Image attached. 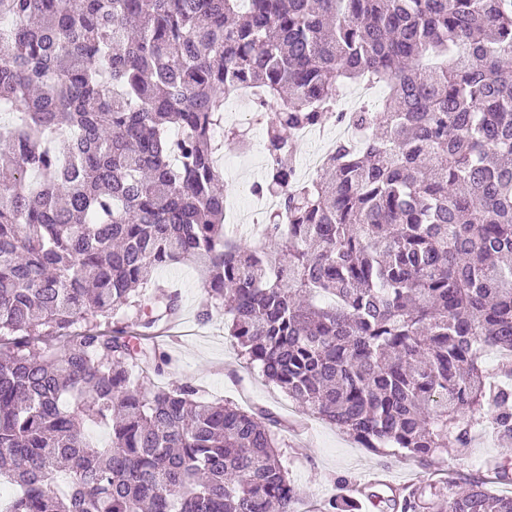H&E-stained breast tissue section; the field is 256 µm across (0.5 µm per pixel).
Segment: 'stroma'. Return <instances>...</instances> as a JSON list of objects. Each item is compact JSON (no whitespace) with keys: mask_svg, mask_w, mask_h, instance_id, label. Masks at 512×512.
<instances>
[{"mask_svg":"<svg viewBox=\"0 0 512 512\" xmlns=\"http://www.w3.org/2000/svg\"><path fill=\"white\" fill-rule=\"evenodd\" d=\"M219 156L240 162L235 172L222 176L226 196L240 197L244 185L263 174V153L241 148L237 142L222 141ZM152 278L174 286L182 300L180 324L161 330L151 340L157 351L171 358L164 374L152 376V383L168 386L189 381L205 399H227L245 409L262 407L281 417L289 426L281 461L301 492L299 512H315L324 500L341 491L351 492L381 470L403 485L427 481L428 471L418 459L405 454L380 455L360 447L334 425L308 415L285 392L268 383L258 368L246 366L224 334L223 309H212L208 320L199 317L207 299L204 275L198 267L190 263L163 266L153 270ZM493 457L512 462V444H501L485 422L476 427L472 448L443 449L435 467L462 489L467 479L483 474L484 461Z\"/></svg>","mask_w":512,"mask_h":512,"instance_id":"1","label":"stroma"}]
</instances>
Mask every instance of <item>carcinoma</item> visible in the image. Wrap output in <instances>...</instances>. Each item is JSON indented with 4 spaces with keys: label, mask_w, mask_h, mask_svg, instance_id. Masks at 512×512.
Instances as JSON below:
<instances>
[{
    "label": "carcinoma",
    "mask_w": 512,
    "mask_h": 512,
    "mask_svg": "<svg viewBox=\"0 0 512 512\" xmlns=\"http://www.w3.org/2000/svg\"><path fill=\"white\" fill-rule=\"evenodd\" d=\"M2 20L3 512H296L276 414L133 380L169 365L134 336L181 309L149 272L184 262L205 270L199 317L224 307L247 363L360 447L430 468L487 416L512 441V385L482 364L512 355V0H0ZM368 80L376 108L335 109ZM246 87L274 109L252 192L279 200L249 248L212 144ZM327 124L363 135L300 181L294 134ZM427 494L512 512L481 477L376 507Z\"/></svg>",
    "instance_id": "1"
}]
</instances>
